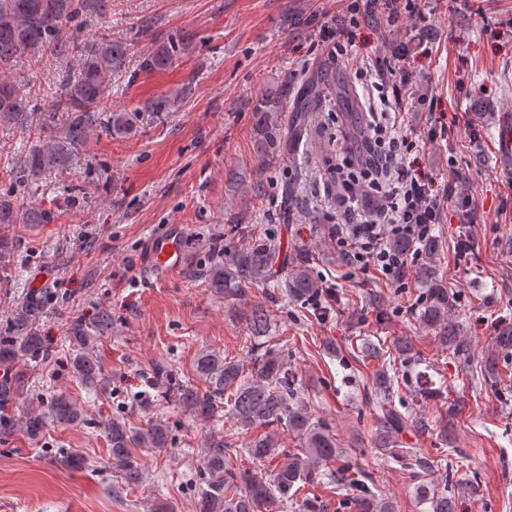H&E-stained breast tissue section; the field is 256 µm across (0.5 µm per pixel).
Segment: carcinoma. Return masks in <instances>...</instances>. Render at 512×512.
Returning a JSON list of instances; mask_svg holds the SVG:
<instances>
[{
	"instance_id": "cac0c4a2",
	"label": "carcinoma",
	"mask_w": 512,
	"mask_h": 512,
	"mask_svg": "<svg viewBox=\"0 0 512 512\" xmlns=\"http://www.w3.org/2000/svg\"><path fill=\"white\" fill-rule=\"evenodd\" d=\"M72 0H0V121L11 120L22 111L19 89L8 79V71L15 63L36 62L49 54L55 58L79 60L75 76H67L70 90L58 99L55 111L71 114L67 133L71 141L85 137L90 113L101 105L112 73L126 61V50L112 42L108 34L101 35L92 45L84 46L59 35L58 27L70 16ZM306 115L295 114L291 120L278 122L260 117V148L266 154L278 155L288 141L305 130ZM64 166L60 153L49 148L33 159L34 172ZM28 218L13 210L8 202H0V224H26ZM392 247L400 252L418 249L421 262L415 277L425 285L417 300L418 318L434 330L438 341L450 348L456 356L468 352V343L460 335L448 302V288L432 265L437 248L432 237L413 245L395 240ZM209 285L230 300H244L250 289L261 286L267 298L277 301L282 297L303 305H311L316 318L328 314L325 307L312 304L317 283L312 275L309 257L305 254L286 256L272 237H254L245 245L224 251V262L209 273ZM36 308L29 306L17 313L12 335L0 337V363H19L42 351L41 337L31 326ZM251 333V348L247 360L228 358L213 351H202L194 360L196 380L188 383H168L164 397L174 398L184 410L202 419H211L219 412L230 416L239 427L250 433L244 445L246 454L262 463L279 456V446L269 429L286 426L301 438L302 452L281 464L268 482L263 478L236 470L233 442L215 435L209 439L204 453V484L199 488V512H267L274 502L280 507L297 505L300 512H326L327 504L308 499L301 503L294 496L305 484H313L327 477L336 484L340 499L337 512H397L389 498L376 493L368 484L363 470L344 459L336 447L328 423L314 417L295 382L290 380L283 348L269 345V314L265 306L253 304L244 314ZM71 340L79 353L72 358L71 369L82 382L93 383L102 374V367L90 352L92 337L81 325L73 327ZM484 374L494 383L503 385L504 392H512V385L502 378V369L494 359L485 361ZM374 389V447L399 463L401 468L419 474L430 467V462L415 448H402V437L413 429L425 428V423L412 420L401 411L404 399L386 364L377 366L372 375ZM47 410L56 420L72 424L82 420V413L60 393L50 397ZM112 450V467L124 483L135 485L140 481L141 468L132 449L164 448L169 441V426L161 420L150 421L134 429L123 420H114L106 429ZM420 497L429 503V512H454L448 490H431L418 485Z\"/></svg>"
}]
</instances>
